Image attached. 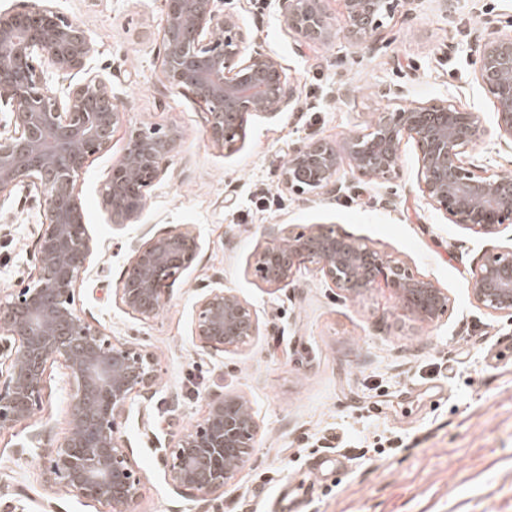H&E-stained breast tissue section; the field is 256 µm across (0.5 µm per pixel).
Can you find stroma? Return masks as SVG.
<instances>
[{
  "label": "stroma",
  "mask_w": 512,
  "mask_h": 512,
  "mask_svg": "<svg viewBox=\"0 0 512 512\" xmlns=\"http://www.w3.org/2000/svg\"><path fill=\"white\" fill-rule=\"evenodd\" d=\"M97 45L93 62L121 98L123 123L108 154L92 158L80 183L93 241L83 308L114 339L145 346L159 364L155 394L137 396L126 435L146 479L139 512H512V317L472 300L468 273L485 251L512 245V231L487 239L450 223L417 185L418 150L403 146L388 180L351 176L336 198L285 190L279 171L309 138L341 141L397 103L379 86H402L403 103L445 99L492 122L494 101L473 79L478 46L512 22V0H414L383 17L374 49L345 41L297 43L279 0H224L256 44L297 87L298 110L254 117L232 149L205 135L206 114L159 72L161 0H58ZM176 126L178 176L148 191L135 223L116 227L100 190L129 130ZM467 161L512 176V149L495 137ZM42 220L36 191L0 208V295L34 269ZM189 224L201 250L152 319L128 314L115 296L125 242L149 228ZM332 227L403 261L448 295L433 325L402 317L392 289L352 298L314 267L271 290L254 252L271 228ZM253 308L258 331L241 348L204 349L192 334L198 297L214 283ZM75 384L63 365L47 373L42 409L26 426H0V512H105L50 486L48 449L67 435ZM243 397L259 425L257 457L223 494L203 497L168 484L162 456L206 413L212 393ZM333 447L338 472L315 478Z\"/></svg>",
  "instance_id": "obj_1"
}]
</instances>
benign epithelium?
<instances>
[{"mask_svg": "<svg viewBox=\"0 0 512 512\" xmlns=\"http://www.w3.org/2000/svg\"><path fill=\"white\" fill-rule=\"evenodd\" d=\"M401 1L410 2L344 0L343 37L357 48L376 42L380 18ZM162 2V79L204 107L211 142L230 144L254 116L298 108L295 84L235 14L219 10L223 0ZM279 2L297 41L336 38L326 0ZM95 54L90 35L57 10L55 0L0 12V208L30 188L43 207L34 271L0 298V426L30 420L43 405L50 365L64 364L76 390L68 435L46 458L48 480L106 512H137L144 475L122 436L121 419L134 396L153 393L157 358L143 346L113 339L80 306L92 239L78 184L90 159L111 150L123 117L112 86L91 66ZM475 80L494 99L493 134L512 148V30L480 45ZM484 132L478 112L442 99L412 102L378 113L366 130L340 144L320 138L298 144L280 182L295 194L343 195L349 185L342 170L386 179L399 173L401 147L413 140L420 146L418 189L427 204L451 223L494 238L512 223V177L487 174L464 160ZM181 142L173 126L130 131L101 190L114 224L135 222L149 188L174 176L171 160ZM200 249L198 235L185 224L131 241L117 289L125 310L144 320L156 317ZM307 265L352 297L384 279L403 313L420 323L448 310L447 295L402 261L323 225L295 235L286 227L274 230L254 253L256 272L273 290L288 286ZM469 286L479 307L512 314V246L486 253L471 268ZM256 329L253 308L232 292L209 288L197 303L193 333L205 348L238 349ZM257 435V421L241 397L211 395L203 419L165 454L169 481L203 496L224 492L252 463Z\"/></svg>", "mask_w": 512, "mask_h": 512, "instance_id": "7a95c632", "label": "benign epithelium"}]
</instances>
